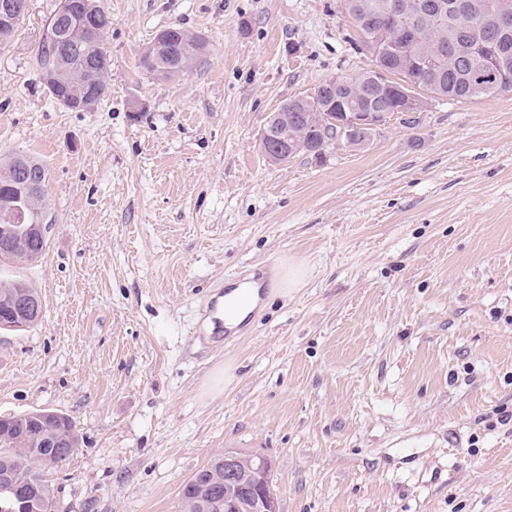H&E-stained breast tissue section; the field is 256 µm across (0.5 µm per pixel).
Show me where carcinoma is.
<instances>
[{"mask_svg": "<svg viewBox=\"0 0 512 512\" xmlns=\"http://www.w3.org/2000/svg\"><path fill=\"white\" fill-rule=\"evenodd\" d=\"M393 2L395 0H342V7L356 21V47L370 58L371 67L355 77L351 85L337 90L336 95L367 107L365 88L375 67L392 70L402 81L412 80L430 98L443 97L458 102L489 98L503 91L493 80L475 79V75L485 71L491 63L499 71L501 80L512 86V28L492 32L474 14L452 8L455 0H447L450 8L443 13L432 12L430 0H406L407 5H398L397 12L415 22L421 38L414 43H404L396 38L390 8ZM90 7L89 13H80L76 22L68 20L57 26L48 23L38 44L37 64L44 70L61 71V83L46 86L56 101H76L75 87L86 67L95 61L102 66L89 78L86 90L100 99L106 96L109 55L103 41L85 40L80 28L92 18L109 27L112 17L104 0H93ZM165 31L172 44H187L195 57L206 50V41L199 35L177 26H169ZM279 111L289 112L296 118L292 131L307 147L327 149L331 146L329 119L336 118V112L327 97L311 95L306 107L296 111L287 101ZM47 175L44 163L32 156H16L0 164V261L32 262L46 250L35 240L24 243L14 239L4 201L19 192H30L33 209L46 214ZM26 291L32 292L34 288L23 280L1 281L0 311L9 310L13 299ZM62 438L68 441L69 447H77L75 425L67 416L55 411L35 410L0 419V473H7L33 502V512H53L52 493L42 479V470L58 467L69 459L64 449L56 447ZM249 478L250 468L245 460L239 467L237 479L225 480L224 461L217 455L181 486L180 512H224V505L218 503V491L229 500L240 501L242 510L248 512L252 509L253 498L243 493L241 484Z\"/></svg>", "mask_w": 512, "mask_h": 512, "instance_id": "1", "label": "carcinoma"}]
</instances>
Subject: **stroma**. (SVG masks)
<instances>
[{
	"mask_svg": "<svg viewBox=\"0 0 512 512\" xmlns=\"http://www.w3.org/2000/svg\"><path fill=\"white\" fill-rule=\"evenodd\" d=\"M58 6L0 49V159L44 162L50 224L37 262L0 264L43 301L0 330V416L74 422L54 512H179L227 450L271 460L280 512H512V91L273 164L268 115L370 66L340 0H105L92 112L43 85ZM173 25L208 46L161 79L139 62ZM291 263L300 287L200 340L235 274Z\"/></svg>",
	"mask_w": 512,
	"mask_h": 512,
	"instance_id": "1",
	"label": "stroma"
}]
</instances>
